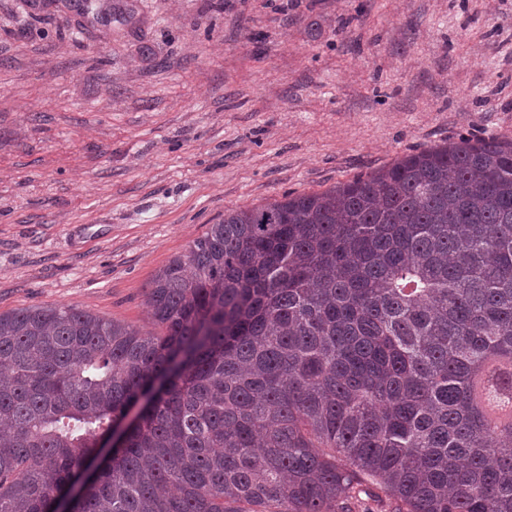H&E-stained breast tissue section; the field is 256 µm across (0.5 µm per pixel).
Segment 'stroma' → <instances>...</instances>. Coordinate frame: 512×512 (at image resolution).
I'll use <instances>...</instances> for the list:
<instances>
[{
  "label": "stroma",
  "instance_id": "stroma-1",
  "mask_svg": "<svg viewBox=\"0 0 512 512\" xmlns=\"http://www.w3.org/2000/svg\"><path fill=\"white\" fill-rule=\"evenodd\" d=\"M512 140V0H0V312L152 331L225 213Z\"/></svg>",
  "mask_w": 512,
  "mask_h": 512
}]
</instances>
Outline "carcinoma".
Returning <instances> with one entry per match:
<instances>
[{
    "label": "carcinoma",
    "mask_w": 512,
    "mask_h": 512,
    "mask_svg": "<svg viewBox=\"0 0 512 512\" xmlns=\"http://www.w3.org/2000/svg\"><path fill=\"white\" fill-rule=\"evenodd\" d=\"M149 300L0 313V512H512V140L231 210Z\"/></svg>",
    "instance_id": "1"
}]
</instances>
